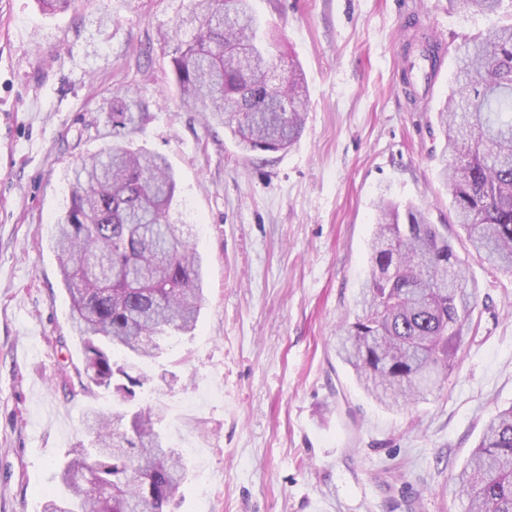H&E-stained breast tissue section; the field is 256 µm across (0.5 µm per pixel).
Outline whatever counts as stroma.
Here are the masks:
<instances>
[{
  "mask_svg": "<svg viewBox=\"0 0 512 512\" xmlns=\"http://www.w3.org/2000/svg\"><path fill=\"white\" fill-rule=\"evenodd\" d=\"M186 5L78 0L49 14L0 0V512H41L86 413L122 406L75 389L83 347L52 237L71 169L111 140L127 94L142 106L132 143L167 156L172 220L203 259L195 330L146 369L143 399L190 470L173 512H465L454 479L490 415L512 405V275L448 210L437 114L454 44L490 20L450 14L448 0H252L276 39V81L301 71L309 112L291 149L246 154L170 85L157 32ZM423 35L446 49L418 97L399 74ZM383 196L447 225L475 285L456 369L399 411L336 355Z\"/></svg>",
  "mask_w": 512,
  "mask_h": 512,
  "instance_id": "obj_1",
  "label": "stroma"
}]
</instances>
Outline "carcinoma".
<instances>
[{
	"label": "carcinoma",
	"instance_id": "obj_1",
	"mask_svg": "<svg viewBox=\"0 0 512 512\" xmlns=\"http://www.w3.org/2000/svg\"><path fill=\"white\" fill-rule=\"evenodd\" d=\"M504 0H448V12L496 15ZM183 106L205 113L246 153L285 150L308 109L301 78L273 92V34L251 0H190L174 30L160 32ZM456 81L438 119L440 176L473 248L512 273V23L455 47ZM134 101L112 107V127L133 132ZM176 179L166 159L120 141L76 166L54 246L83 343L81 388L112 389L128 404L87 414L85 438L59 465L62 491L43 512H167L188 467L161 428V412L136 401L150 382L136 369L167 341L192 331L204 301L202 262L170 221ZM370 239L361 313L339 327L337 356L385 407L399 409L442 386L457 366L474 311V285L448 225L382 199ZM122 353V358L115 357ZM467 512H512V406L491 415L457 475Z\"/></svg>",
	"mask_w": 512,
	"mask_h": 512
}]
</instances>
